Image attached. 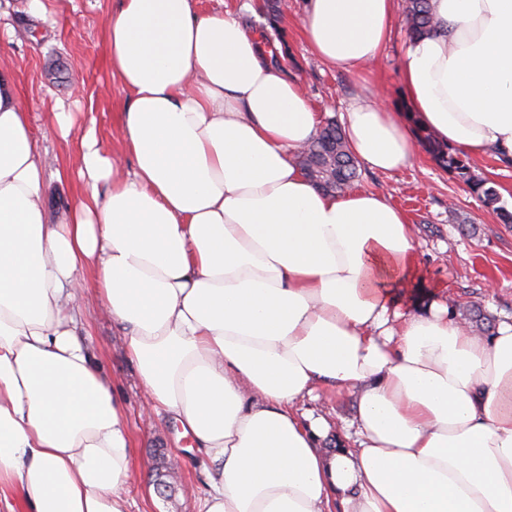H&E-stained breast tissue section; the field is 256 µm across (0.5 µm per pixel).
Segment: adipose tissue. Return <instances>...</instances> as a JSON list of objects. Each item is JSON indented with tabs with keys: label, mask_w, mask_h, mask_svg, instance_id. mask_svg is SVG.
<instances>
[{
	"label": "adipose tissue",
	"mask_w": 512,
	"mask_h": 512,
	"mask_svg": "<svg viewBox=\"0 0 512 512\" xmlns=\"http://www.w3.org/2000/svg\"><path fill=\"white\" fill-rule=\"evenodd\" d=\"M408 38L411 115L375 94L343 116L368 169L411 165L416 127L512 164V0H430ZM395 0H305L324 63L361 71ZM124 168L95 121L56 103L82 194L51 219L50 166L0 75V512H126L133 441L92 346L83 290L124 329L147 410L173 414L205 461L196 512H512V323L488 339L418 275L415 228L383 194L317 189L296 155L321 120L236 12L120 0L104 22ZM357 394L351 447L317 446L298 405Z\"/></svg>",
	"instance_id": "adipose-tissue-1"
}]
</instances>
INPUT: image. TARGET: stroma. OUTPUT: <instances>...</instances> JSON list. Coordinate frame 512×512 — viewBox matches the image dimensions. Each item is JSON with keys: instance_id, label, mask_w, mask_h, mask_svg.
Masks as SVG:
<instances>
[{"instance_id": "obj_1", "label": "stroma", "mask_w": 512, "mask_h": 512, "mask_svg": "<svg viewBox=\"0 0 512 512\" xmlns=\"http://www.w3.org/2000/svg\"><path fill=\"white\" fill-rule=\"evenodd\" d=\"M287 13L265 28V45L301 82L323 119L340 120L344 100L373 89L388 108L403 111L406 103L400 60L407 31L403 11H395L390 42L367 77L332 68L311 52L302 35V0H289ZM118 0H48L51 23L28 15L25 0H9L12 42L0 44V65L8 68L21 99L39 131H47L56 101L78 103L94 119L99 136L121 152L119 114L126 100L111 78L103 26ZM358 188L388 194L408 216L419 242V279L401 288L406 305L418 308L434 289L447 288L457 306L480 304L496 321L512 319V224L474 195L469 187L441 169L426 151L411 166L394 173L359 168ZM82 333L95 349L105 374L124 403L134 448L128 481V512H196L203 487L201 461L191 451L173 415L147 413L135 364L125 350L120 325L97 309L94 288L84 292ZM306 410L325 417L329 428L320 448L348 447L349 426L356 420L353 391L320 390Z\"/></svg>"}]
</instances>
